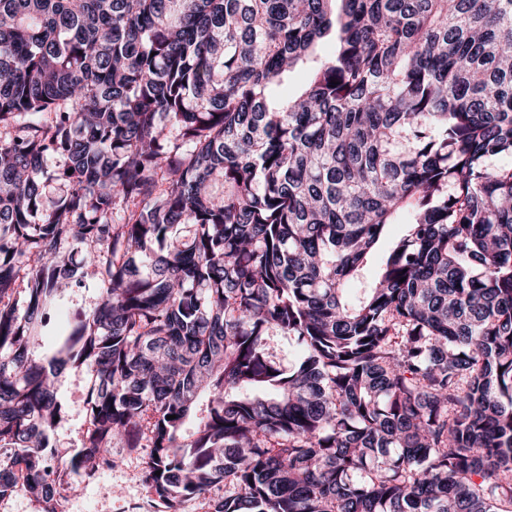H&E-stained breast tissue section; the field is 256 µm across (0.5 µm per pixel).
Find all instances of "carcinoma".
I'll use <instances>...</instances> for the list:
<instances>
[{
    "label": "carcinoma",
    "mask_w": 512,
    "mask_h": 512,
    "mask_svg": "<svg viewBox=\"0 0 512 512\" xmlns=\"http://www.w3.org/2000/svg\"><path fill=\"white\" fill-rule=\"evenodd\" d=\"M507 49L512 0H0V498L60 512L71 367L63 472L148 448L166 512H512ZM94 298L92 289L74 288L64 295L59 313L64 318H72L91 304ZM271 345L274 347L283 367L288 369L297 363L299 349L295 340H289L284 336H273L271 337ZM84 372L72 370L59 378L58 399L63 405V415L55 430V442L63 458H68L80 446L84 433L82 412L85 397ZM42 505L25 491L18 490L0 499V512H41Z\"/></svg>",
    "instance_id": "carcinoma-1"
}]
</instances>
